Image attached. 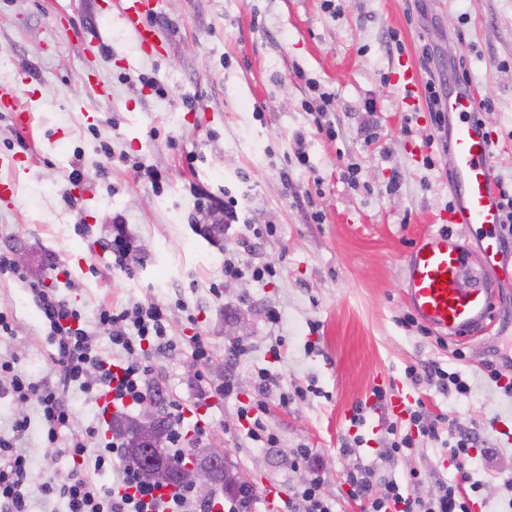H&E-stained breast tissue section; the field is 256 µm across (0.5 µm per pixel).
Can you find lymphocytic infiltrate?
Masks as SVG:
<instances>
[{
    "label": "lymphocytic infiltrate",
    "instance_id": "lymphocytic-infiltrate-1",
    "mask_svg": "<svg viewBox=\"0 0 512 512\" xmlns=\"http://www.w3.org/2000/svg\"><path fill=\"white\" fill-rule=\"evenodd\" d=\"M26 288L47 328L55 352L52 360L60 374L56 382L34 380L19 373L9 359L0 358V377L7 378V393L13 399L36 401L44 423L47 447H64L69 459L70 478L58 485L44 481L39 492L44 501L64 500L67 512H239L236 499L202 500L192 491L168 493L143 484L132 463L122 454V445L105 441L98 428L73 431V414L59 398L71 386L84 391L111 393L114 407H134L152 393L147 364L151 347L163 346L168 336L167 309L157 302L138 303L119 310L101 309L98 325L106 333L112 352L104 354L96 336L84 327L81 314L66 300L39 281ZM30 427L28 418L14 419L11 437H0V512H31V469L17 443ZM67 442H60L62 431ZM470 439L459 436L450 446V459L461 472V484L443 485L438 496L424 500L408 493L402 483L377 475L369 467H359L348 475L350 484L364 498V512H471V496L479 492L481 481L473 480L465 467L470 460ZM111 472L112 482L98 484L94 473Z\"/></svg>",
    "mask_w": 512,
    "mask_h": 512
}]
</instances>
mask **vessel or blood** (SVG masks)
<instances>
[{"mask_svg": "<svg viewBox=\"0 0 512 512\" xmlns=\"http://www.w3.org/2000/svg\"><path fill=\"white\" fill-rule=\"evenodd\" d=\"M149 7V0H122L118 16L146 43L154 37L152 28L143 22ZM395 81L407 94L406 104H415L414 93L420 84L418 66L403 64ZM441 107L455 118L447 134V150L454 159L448 221L494 228L503 219L495 190L494 142L474 119L477 100L470 90L460 88L450 92ZM481 252V277L473 287L464 288L460 281L466 271L465 255L451 233L439 230L426 234L411 250L404 269L405 296L414 314L438 333L456 338L487 327L494 308V287L503 271L502 250L488 243L482 245Z\"/></svg>", "mask_w": 512, "mask_h": 512, "instance_id": "obj_1", "label": "vessel or blood"}]
</instances>
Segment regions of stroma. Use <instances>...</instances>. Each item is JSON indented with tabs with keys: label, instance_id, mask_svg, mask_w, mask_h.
<instances>
[{
	"label": "stroma",
	"instance_id": "stroma-1",
	"mask_svg": "<svg viewBox=\"0 0 512 512\" xmlns=\"http://www.w3.org/2000/svg\"><path fill=\"white\" fill-rule=\"evenodd\" d=\"M115 2L0 0V90L32 114L26 133L0 111V157L22 168L14 199L0 201V250L24 255L28 279L54 288L92 332L100 307L167 305L173 345L149 360L158 417L175 403L206 406L203 430L189 420L184 431L194 446L225 450L253 485L252 512H285L315 475L336 512H363L347 479L357 465L434 497L457 479L448 453L455 432L470 437V471L483 484L472 512H512L503 486L512 476V373L497 384L483 376L486 363L512 353V278L499 283L485 331L441 344L410 321L406 258L440 228L454 162L426 139L432 112L403 105L392 80L406 60L435 75L443 94L467 77L489 103L480 117L496 141L494 175L511 192L512 0H335L336 14L324 0H159L145 19L160 47L151 55L113 23ZM322 92L334 96L330 136L316 124ZM77 164L86 175L70 179ZM140 164L158 172L157 183L138 178ZM199 188L234 201L237 223L198 205ZM118 220L134 237L125 270L97 246ZM228 256L277 275L227 278ZM0 310L14 324L0 336V357L56 381L22 282L0 277ZM193 335L209 342V362L192 357ZM238 341L248 351L233 371L234 393L213 396ZM437 366L461 374L470 392L442 390ZM261 368L278 380L263 395ZM298 386L305 399L281 406L280 394ZM260 398L273 448L250 441L240 415ZM420 401L430 415L447 414L449 429L388 458L389 425L410 432L407 411ZM359 405L365 420L356 425ZM21 414L33 478L68 474L66 456L43 442L38 404L0 392V435ZM303 446L312 450L308 468L294 464Z\"/></svg>",
	"mask_w": 512,
	"mask_h": 512
}]
</instances>
